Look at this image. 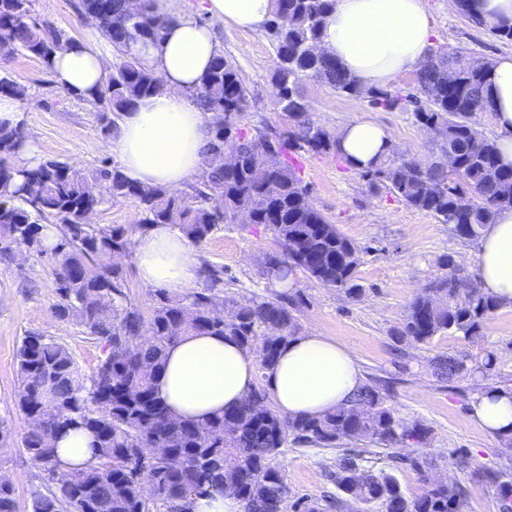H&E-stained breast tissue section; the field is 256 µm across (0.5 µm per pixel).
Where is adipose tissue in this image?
<instances>
[{"instance_id":"1","label":"adipose tissue","mask_w":512,"mask_h":512,"mask_svg":"<svg viewBox=\"0 0 512 512\" xmlns=\"http://www.w3.org/2000/svg\"><path fill=\"white\" fill-rule=\"evenodd\" d=\"M166 25L157 41L136 52L160 77L163 92L136 101L125 112L111 149L132 182L178 188L195 180L210 139L208 117L191 98L220 44L212 31L185 11L182 0H152ZM208 15L246 31L263 30L273 0H202ZM434 30L426 0H334L321 46L366 88L395 82L425 57ZM108 57L83 40L54 56L57 84L84 97L106 75ZM488 84L495 139L504 165H512V56L490 60ZM336 152L361 169L374 165L391 145L385 128L366 119L340 126ZM133 262L141 283L177 296L194 288L199 263L189 241L167 224H154L135 241ZM479 288L512 304V208L499 212L481 233L476 254ZM277 410L289 417H317L347 403L364 383L351 351L335 340L303 334L284 346L267 373ZM257 356L233 337L190 335L171 348L157 378L159 396L178 416L203 421L239 405L254 389ZM474 420L489 434L512 433V390L477 398ZM63 470L86 466L93 438L84 431L53 442Z\"/></svg>"}]
</instances>
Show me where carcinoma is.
<instances>
[{
  "mask_svg": "<svg viewBox=\"0 0 512 512\" xmlns=\"http://www.w3.org/2000/svg\"><path fill=\"white\" fill-rule=\"evenodd\" d=\"M266 34L277 57L271 81L276 107L295 118L290 130L256 127L245 130L241 119L249 90L237 66L222 55L210 64L193 90L209 117L211 138L204 168L190 190L144 187L129 181L120 166L107 160L91 168L42 157L30 168L12 164L23 145L24 127H0V266L9 267L21 252L48 257L54 271L57 300L53 316L74 321L102 345L94 373L82 376L70 351L35 331L23 336L17 350V408L28 420L22 446L43 470L44 485L32 495L31 512H189L191 497L224 489L239 499L244 512H283L288 486L277 458L288 437L299 443L331 447L343 441L382 445L392 460H403L399 448L424 443L431 429L421 419L403 424L388 396L364 385L349 404L320 417L287 418L270 405L269 392L257 386L237 407L205 423L175 417L158 397L155 378L167 349L190 333L234 337L255 350L260 370L270 369L282 346L298 335L300 324L293 299L283 296L238 301L222 298L224 270L201 266L205 287L180 303L161 295L151 316L131 304L125 280L113 262L130 249L127 229L83 223L84 214L121 198L139 203L138 226L168 224L199 244L222 224H235L240 214L263 225L280 252L266 261V272L285 268L305 273L347 297H361L357 269L362 248L341 234L310 202L294 157L301 151H336L335 137L314 121L300 92L305 79H316L339 93L369 97L388 110L413 106L419 123H441L445 138L430 163L406 161L392 147L375 165L360 171L372 185L382 184L412 209L432 214L450 226L453 235L471 241L480 237L497 212L512 207V167L499 162L495 139L478 130L475 115L489 108L485 94L486 62L459 71L448 87L453 58L432 50L417 71V92L376 93L360 86L334 57L310 52L321 41L332 0H274ZM79 13L95 18L116 61L101 88L88 98L95 105V123L110 137L118 121L141 98L163 90L155 72L134 47L156 41L165 21L152 12L151 0L129 12L128 0H80ZM49 66L71 41L49 21L32 17L31 0H0V40ZM0 94L25 96L11 72L0 69ZM238 156L232 169L210 163L225 148ZM456 156L458 173L448 174V151ZM56 242L45 244V231ZM443 273L410 303L404 321L391 336L400 344H424L443 334L476 342L484 324L501 306L461 274L453 256L441 261ZM497 355L484 352L470 366L453 355H437L433 373L450 381L462 375L486 374ZM71 430L95 437L96 461L63 471L53 440ZM364 448L344 453L329 469L336 493L301 497L295 512H343L356 503L364 512H466L470 489L444 481L433 465L415 462L420 492L404 491L396 477L366 465ZM234 459L233 465L225 463ZM471 480L495 488L503 508L512 512V471L470 472ZM152 482L157 495L142 498V484ZM0 512H18L15 488L0 477Z\"/></svg>",
  "mask_w": 512,
  "mask_h": 512,
  "instance_id": "cac0c4a2",
  "label": "carcinoma"
}]
</instances>
